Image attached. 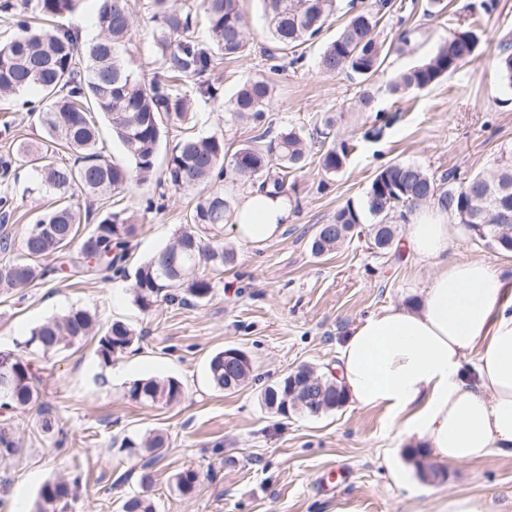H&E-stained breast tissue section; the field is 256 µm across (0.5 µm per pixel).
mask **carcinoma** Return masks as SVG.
Segmentation results:
<instances>
[{
  "instance_id": "cac0c4a2",
  "label": "carcinoma",
  "mask_w": 512,
  "mask_h": 512,
  "mask_svg": "<svg viewBox=\"0 0 512 512\" xmlns=\"http://www.w3.org/2000/svg\"><path fill=\"white\" fill-rule=\"evenodd\" d=\"M33 1L31 12L19 8L14 0H0V12L10 17L20 35L0 45V97L8 98L26 90L42 94L49 105L33 104L27 111L38 113L53 143L77 154L74 165L57 163L46 154H36L19 144L17 154L30 157L41 182L62 203L40 213L29 225L19 249L11 241L0 239V252L10 253L0 263V290L24 288L60 271L42 260L78 243L77 255L69 260L73 269L101 273L103 279L124 271L122 262L135 234V225L124 211H112L100 218L91 230L80 232V211L63 203L75 186L91 195L122 193L131 184L146 180L154 173L160 142L168 126L177 127L193 118L192 102L179 94L177 87L192 83L200 98L210 101L220 97L221 86L212 78L214 51L226 58L240 54L246 46V20L240 0H193L184 8H175L170 0H150L156 23L154 46L160 61L159 71L150 80L141 78L129 59L132 41L130 0H96L101 32L83 42L68 30L54 26V19L73 12L80 0ZM392 7L390 0H378L368 9L353 12L335 38L326 43L319 64L328 73L346 71L369 80L381 70L389 51L375 31ZM336 11V0H264L275 49L297 52L316 38ZM479 37L470 28L459 29L439 45L426 61L398 73L389 83L395 93L428 88L453 74L477 56ZM272 88L265 79L243 84L226 104L225 111L237 119L264 120ZM99 112L108 121L113 134L130 158V164L105 158L99 148V132L92 113ZM311 145L303 135L291 129L274 139L261 133L253 144L237 149L230 160L224 157V137L189 135L167 158L162 171L164 182L175 191L198 194V202L189 214L186 227L175 240L141 264L135 273L133 302L143 312L151 311L159 300L185 302V296L201 303L213 290L211 279L200 266L224 267L234 259L233 252L220 242L205 241L198 229L228 223L232 202L215 188L223 181L224 168L238 180L250 184L264 195L286 192L288 174L305 167ZM351 148L343 142L331 145L318 158L327 175L340 172ZM497 164L486 173L477 174L450 188L434 179L418 165L396 162L381 169L373 178L361 206L349 203L336 212L329 225H314L310 239L313 255L329 254L353 237L350 228L363 223L369 215L380 227L378 250L391 249L397 225L395 214L407 209L433 205L448 212L467 227L472 237L495 243L497 238L512 241V226L498 223L504 209L512 212V153H502ZM98 336L96 355L108 366L131 349L138 338L133 329L114 322L101 329L97 312L72 309L53 317L31 330L24 341L44 353H58L84 338ZM0 366L8 373L11 398L0 408L13 411L37 408L41 431L48 437L56 433L57 414L40 401L41 378L32 364L12 350L0 351ZM303 376L311 379L310 390L318 398L317 410L325 413L342 406L344 390L336 380L303 367ZM207 379L217 391L224 390V352L211 357ZM288 377H283L261 393L268 411L284 418L292 413L313 415L306 402L288 397ZM183 388L174 377L144 378L132 383L129 397L142 405H170L181 400ZM164 435L150 432L135 440L125 438L121 447L141 457L142 491L126 497L122 512H156L150 495L144 490L152 485L151 468L160 460ZM18 452V444L6 426L0 427V458ZM199 480L195 470L175 475V485L182 494L192 492ZM77 482L52 480L39 490L31 512H65L68 500L75 497Z\"/></svg>"
}]
</instances>
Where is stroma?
<instances>
[{"mask_svg":"<svg viewBox=\"0 0 512 512\" xmlns=\"http://www.w3.org/2000/svg\"><path fill=\"white\" fill-rule=\"evenodd\" d=\"M482 0H450L444 12L427 16L425 0H395L376 34L392 51L386 72L374 81L346 73L328 74L319 66L326 41L334 38L351 0H337L335 16L321 38L302 49L295 65L272 69L265 52L272 42L262 0H242L248 43L233 59L215 55L213 77L224 96L197 98L193 85L181 94L193 101V132L220 134L225 154H233L257 134L252 124L233 121L225 110L249 79L263 77L274 87L264 124L271 133L300 131L316 137L325 116L336 123L331 137L351 144L342 171L325 175L316 157L289 177L293 217L259 246L240 241L233 225L206 231L234 251V261L212 272L214 288L203 303H158L141 312L133 302L137 268L171 243L198 201L192 192L174 191L158 176L133 184L117 206L132 216L125 276L109 282L68 272L0 291V349H16L31 329L73 308L97 310L102 323L121 321L140 338L139 348L100 365L97 339L89 337L56 355L27 352L38 370L43 401L58 414L57 439L45 438L35 410L9 413L19 454L0 459V512H19L33 504L49 480L79 478L74 512H118L127 494L139 490V459L121 451L125 437L164 432L167 446L153 467L150 494L157 512H445L449 494L490 499L493 512H512V457L470 463H443L425 454L419 469L408 468L407 447L389 429L382 411H363L352 403L317 417L282 418L261 403L264 388L301 365L333 375L341 345L351 328L381 308L417 301L435 268L433 262L407 257L401 244L387 252L371 249L361 238L317 257L310 250V229L329 223L346 203H360L374 178L394 162L413 163L434 178L469 177L488 171L495 157L512 151V88L495 69L500 55L512 53V0H496L491 14ZM147 0H131L134 33L130 53L139 73L152 74L155 51ZM473 27L480 52L440 83L394 95L391 75L430 58L451 32ZM411 43L397 50L402 31ZM369 105H362L363 96ZM24 91L0 104V159L13 140L41 151L48 136L21 102ZM15 177L0 185L13 211L0 220V236L20 241L35 214L50 205L52 193L39 190L36 172L12 160ZM154 199L156 211L143 213ZM70 201L93 218L111 211V200H96L72 188ZM449 260L480 259L512 266V252L475 240L454 227ZM238 349L252 364L249 382L232 392L210 387L206 366L224 349ZM174 377L184 387L172 405L145 406L132 401L130 384L149 377ZM193 469L195 490L180 494L177 473Z\"/></svg>","mask_w":512,"mask_h":512,"instance_id":"1","label":"stroma"}]
</instances>
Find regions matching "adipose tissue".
<instances>
[{
    "instance_id": "1",
    "label": "adipose tissue",
    "mask_w": 512,
    "mask_h": 512,
    "mask_svg": "<svg viewBox=\"0 0 512 512\" xmlns=\"http://www.w3.org/2000/svg\"><path fill=\"white\" fill-rule=\"evenodd\" d=\"M291 212L287 195L251 194L230 221L259 245ZM452 242L447 212L412 214L408 254L439 266L417 305L386 306L352 327L337 382L356 408L383 411L441 462L512 456V281L481 260L447 261Z\"/></svg>"
}]
</instances>
